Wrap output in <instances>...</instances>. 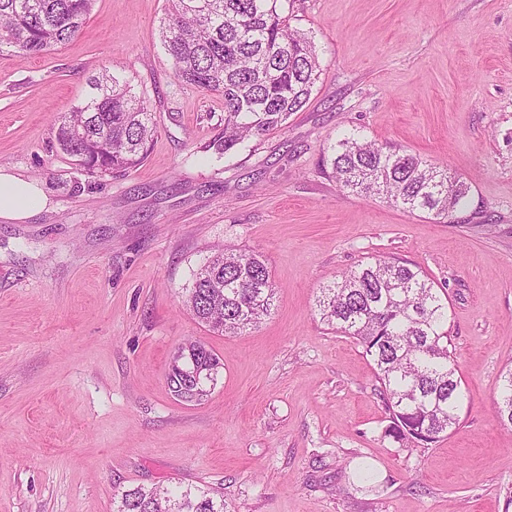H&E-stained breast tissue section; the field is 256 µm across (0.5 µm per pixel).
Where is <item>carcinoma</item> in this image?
Segmentation results:
<instances>
[{
  "mask_svg": "<svg viewBox=\"0 0 512 512\" xmlns=\"http://www.w3.org/2000/svg\"><path fill=\"white\" fill-rule=\"evenodd\" d=\"M94 0H0V52L45 54L72 39ZM282 0H167L158 26L179 81L224 98L221 136L206 149L220 158L252 137L280 127L310 99L320 62L315 43L291 28ZM88 97L54 121L59 150L89 177L126 173L148 157L151 113L130 79L102 70ZM332 176L348 193L378 196L409 211L451 222L469 186L448 168L349 132L332 148ZM276 287L261 256L218 252L193 273L183 300L220 335H238L272 310ZM320 319L353 338L374 364L379 395L397 442L428 446L459 425L462 388L448 349V301L418 268L391 257L361 262L320 289ZM172 358L175 395L201 401L217 382L220 359L189 342ZM202 366L203 387L180 370ZM501 417L512 424V369L498 387ZM113 512H224V496L189 486H137L115 495Z\"/></svg>",
  "mask_w": 512,
  "mask_h": 512,
  "instance_id": "carcinoma-1",
  "label": "carcinoma"
}]
</instances>
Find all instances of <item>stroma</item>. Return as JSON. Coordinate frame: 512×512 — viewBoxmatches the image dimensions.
Wrapping results in <instances>:
<instances>
[{
	"label": "stroma",
	"instance_id": "stroma-1",
	"mask_svg": "<svg viewBox=\"0 0 512 512\" xmlns=\"http://www.w3.org/2000/svg\"><path fill=\"white\" fill-rule=\"evenodd\" d=\"M166 0H94L65 45L0 53V167L47 205L0 219V512H112L116 491L218 489L226 512H512V0H283L321 72L282 127L222 158L224 101L182 85L158 39ZM131 79L158 134L144 164L91 178L54 145L101 69ZM348 129L447 165L454 223L340 190ZM262 255L274 307L220 336L183 306L215 251ZM378 255L448 299L466 398L428 447L384 437L369 357L320 319V288ZM200 341L221 359L205 400L168 379ZM496 403L501 417L512 424V369H508L498 387Z\"/></svg>",
	"mask_w": 512,
	"mask_h": 512
}]
</instances>
